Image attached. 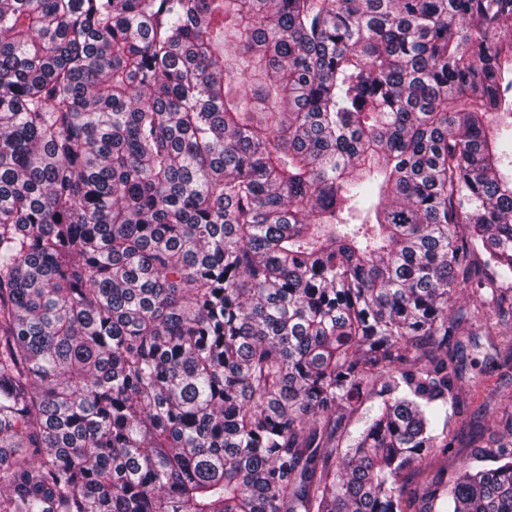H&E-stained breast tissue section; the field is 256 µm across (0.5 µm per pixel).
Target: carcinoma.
Masks as SVG:
<instances>
[{"label": "carcinoma", "mask_w": 512, "mask_h": 512, "mask_svg": "<svg viewBox=\"0 0 512 512\" xmlns=\"http://www.w3.org/2000/svg\"><path fill=\"white\" fill-rule=\"evenodd\" d=\"M504 115L512 0H0V512H512ZM462 392V410L465 419L464 434L459 435L453 444V448H450L448 455L444 456L448 457V466L457 464L466 457L470 450L467 446L472 439H477L476 444L487 442L490 439V434L483 433V428L494 408L493 401H489L491 404L487 407L484 406L487 392L480 390L478 394H475L470 382L463 383Z\"/></svg>", "instance_id": "1"}]
</instances>
